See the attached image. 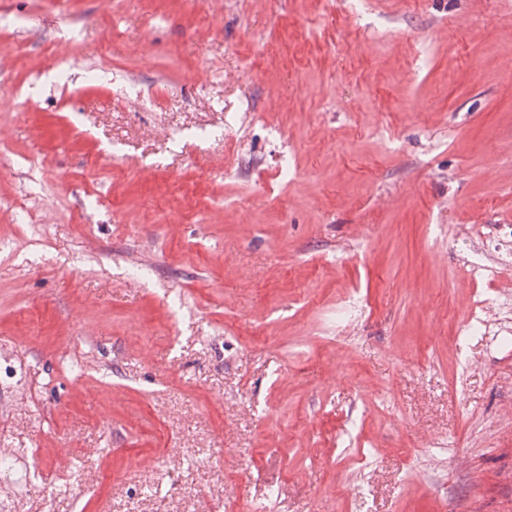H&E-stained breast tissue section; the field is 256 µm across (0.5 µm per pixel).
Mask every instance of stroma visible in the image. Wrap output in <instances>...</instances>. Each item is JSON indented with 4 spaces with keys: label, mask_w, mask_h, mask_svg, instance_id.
Masks as SVG:
<instances>
[{
    "label": "stroma",
    "mask_w": 512,
    "mask_h": 512,
    "mask_svg": "<svg viewBox=\"0 0 512 512\" xmlns=\"http://www.w3.org/2000/svg\"><path fill=\"white\" fill-rule=\"evenodd\" d=\"M0 53L7 512H512V0H0Z\"/></svg>",
    "instance_id": "1"
}]
</instances>
